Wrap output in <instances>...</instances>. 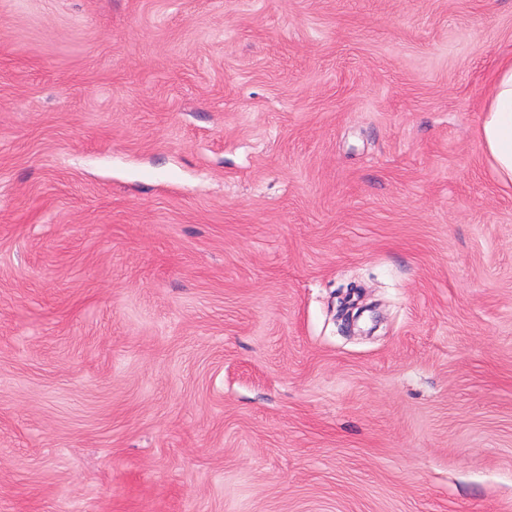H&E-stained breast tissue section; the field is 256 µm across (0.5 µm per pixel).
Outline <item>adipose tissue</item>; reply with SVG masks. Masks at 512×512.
Segmentation results:
<instances>
[{
    "instance_id": "obj_1",
    "label": "adipose tissue",
    "mask_w": 512,
    "mask_h": 512,
    "mask_svg": "<svg viewBox=\"0 0 512 512\" xmlns=\"http://www.w3.org/2000/svg\"><path fill=\"white\" fill-rule=\"evenodd\" d=\"M477 136L498 183L512 190V59L500 63L487 88Z\"/></svg>"
}]
</instances>
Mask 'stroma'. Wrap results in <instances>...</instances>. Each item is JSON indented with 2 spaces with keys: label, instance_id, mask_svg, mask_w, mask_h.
Listing matches in <instances>:
<instances>
[{
  "label": "stroma",
  "instance_id": "obj_1",
  "mask_svg": "<svg viewBox=\"0 0 512 512\" xmlns=\"http://www.w3.org/2000/svg\"><path fill=\"white\" fill-rule=\"evenodd\" d=\"M512 0H0V512H512ZM482 112L477 136L484 156L498 183L512 190V59L498 66Z\"/></svg>",
  "mask_w": 512,
  "mask_h": 512
}]
</instances>
